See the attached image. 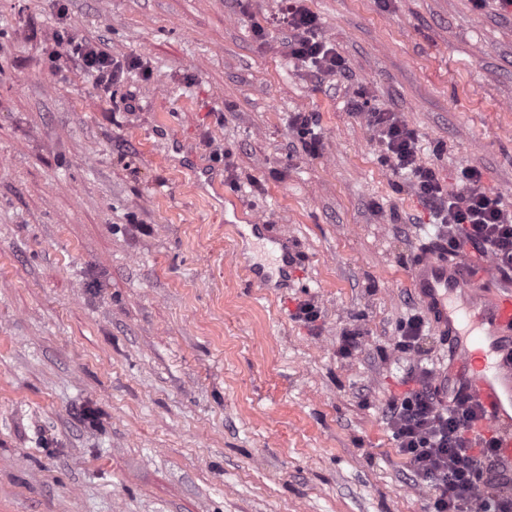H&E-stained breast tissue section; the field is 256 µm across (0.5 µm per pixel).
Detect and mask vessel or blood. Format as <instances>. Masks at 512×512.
Instances as JSON below:
<instances>
[{
  "label": "vessel or blood",
  "instance_id": "1",
  "mask_svg": "<svg viewBox=\"0 0 512 512\" xmlns=\"http://www.w3.org/2000/svg\"><path fill=\"white\" fill-rule=\"evenodd\" d=\"M411 278L438 335L454 341L439 378L479 404L477 433L493 437L498 457L512 463V363L505 359L512 348V283L493 285L488 263L473 275L469 263L449 257L440 242L425 245ZM463 290L469 300L461 308L454 299Z\"/></svg>",
  "mask_w": 512,
  "mask_h": 512
}]
</instances>
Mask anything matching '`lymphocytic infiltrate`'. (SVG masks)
<instances>
[{"label":"lymphocytic infiltrate","instance_id":"f902f5d3","mask_svg":"<svg viewBox=\"0 0 512 512\" xmlns=\"http://www.w3.org/2000/svg\"><path fill=\"white\" fill-rule=\"evenodd\" d=\"M288 55L308 65L320 78L336 74L342 60L316 32L313 14L290 0ZM51 59L79 60L105 91L121 82L128 62L71 35L57 34ZM366 111V110H365ZM366 122L394 171L408 172L422 201L440 221L439 234L452 256L466 249L490 257L503 278H512V211L489 196L474 168L462 174V187L451 191L435 171L421 165L418 137L399 113L366 111ZM411 388L390 400L383 416L415 484L431 493V512H512V467L501 462L493 439L477 435L475 404L461 391L443 395L432 368L419 365L409 374Z\"/></svg>","mask_w":512,"mask_h":512}]
</instances>
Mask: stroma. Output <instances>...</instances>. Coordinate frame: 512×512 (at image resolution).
I'll return each instance as SVG.
<instances>
[{
	"label": "stroma",
	"mask_w": 512,
	"mask_h": 512,
	"mask_svg": "<svg viewBox=\"0 0 512 512\" xmlns=\"http://www.w3.org/2000/svg\"><path fill=\"white\" fill-rule=\"evenodd\" d=\"M283 2L0 0V512H427L382 410L437 219L349 102L512 211V11L303 0L319 81ZM61 29L138 66L51 68ZM291 34L288 37V55L308 65L317 77L335 76L342 67L336 49L316 33L317 20L298 2L290 1ZM292 122L303 139L302 147L304 151L311 155H317L319 153L321 140L318 133H315L313 128V126H316V116L313 114L300 113L294 117ZM308 136L309 138L306 139Z\"/></svg>",
	"instance_id": "obj_1"
}]
</instances>
